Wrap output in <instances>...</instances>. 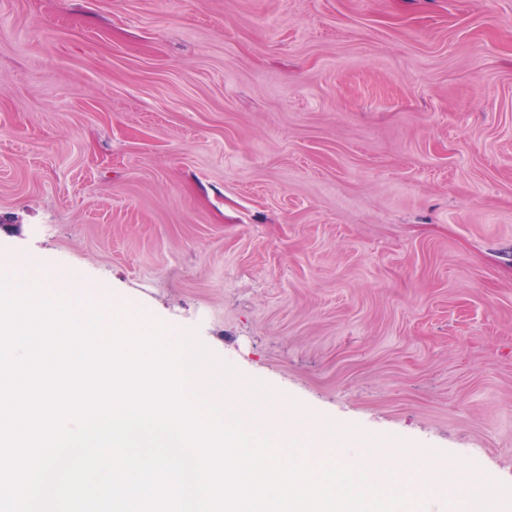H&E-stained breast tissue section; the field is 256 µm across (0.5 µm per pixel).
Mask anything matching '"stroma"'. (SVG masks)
Wrapping results in <instances>:
<instances>
[{"label": "stroma", "mask_w": 512, "mask_h": 512, "mask_svg": "<svg viewBox=\"0 0 512 512\" xmlns=\"http://www.w3.org/2000/svg\"><path fill=\"white\" fill-rule=\"evenodd\" d=\"M0 252L512 512V0H0Z\"/></svg>", "instance_id": "1"}]
</instances>
